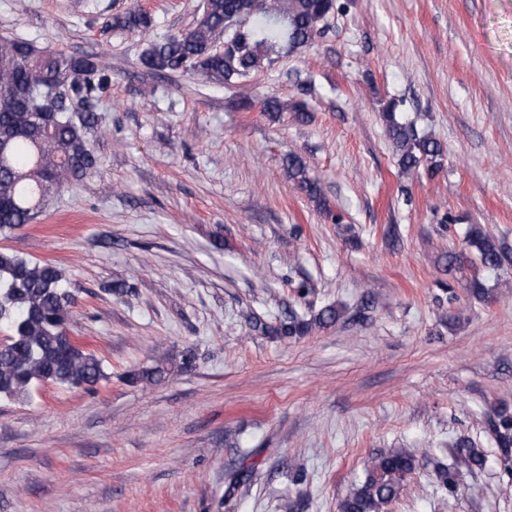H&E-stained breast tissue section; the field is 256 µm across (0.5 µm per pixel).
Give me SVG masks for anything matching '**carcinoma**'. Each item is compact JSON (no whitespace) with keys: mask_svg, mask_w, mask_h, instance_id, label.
<instances>
[{"mask_svg":"<svg viewBox=\"0 0 512 512\" xmlns=\"http://www.w3.org/2000/svg\"><path fill=\"white\" fill-rule=\"evenodd\" d=\"M345 9L338 0H205L186 32L151 40L142 63L151 70L191 72L233 85L271 66L284 54L310 48L329 31L327 20ZM152 16L131 9L112 18V27L147 34ZM225 35L224 46L216 45ZM109 83L95 60L84 61L61 50L39 48L33 42L0 38V235L32 224L46 202L74 183L98 171V156L90 142L99 125L94 102ZM310 83L297 87L288 100L268 96L262 112H292L297 121L311 120ZM400 102L392 99L380 109L387 139L397 157L399 174L412 178L435 174L443 148L436 139L400 120ZM288 177L314 201L326 218L339 223L297 155L286 159ZM476 257L488 271L497 272L512 261L506 243L483 224L469 225L465 245L448 253V271ZM74 298L62 271L49 262H32L15 251L0 248V330L8 333L0 345V397L24 400L36 383L92 391L107 378L103 360L70 337L68 326ZM342 315L327 306L307 319L291 312L273 326L255 329L279 336H305L325 328ZM168 373L164 362L129 372L131 384L155 383ZM487 426L504 474L512 480V411L493 408ZM452 463L436 470L440 488L455 497L460 477L483 468V451L466 438L451 448ZM416 467L415 457L403 451L374 456L364 481L346 496L339 512H388L399 499L403 482Z\"/></svg>","mask_w":512,"mask_h":512,"instance_id":"cac0c4a2","label":"carcinoma"}]
</instances>
